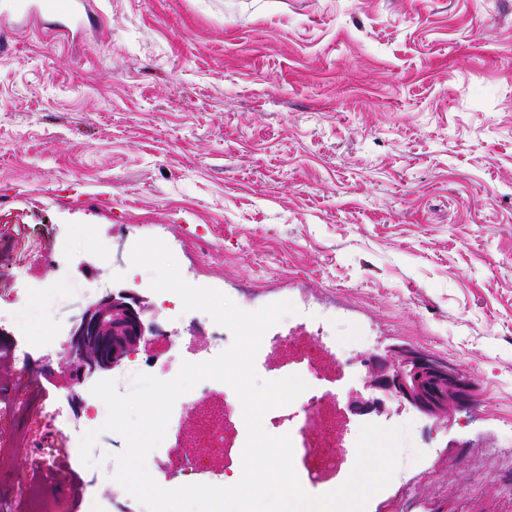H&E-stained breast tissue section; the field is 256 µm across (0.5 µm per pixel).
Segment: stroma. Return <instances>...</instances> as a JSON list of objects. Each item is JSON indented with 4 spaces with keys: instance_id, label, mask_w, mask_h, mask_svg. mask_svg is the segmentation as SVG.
<instances>
[{
    "instance_id": "stroma-1",
    "label": "stroma",
    "mask_w": 512,
    "mask_h": 512,
    "mask_svg": "<svg viewBox=\"0 0 512 512\" xmlns=\"http://www.w3.org/2000/svg\"><path fill=\"white\" fill-rule=\"evenodd\" d=\"M74 37L0 22V347L20 324L67 335L85 290L139 283L160 318L198 324L145 285L126 242L155 236L189 283L250 311L288 300L360 356L393 344L478 384L435 423L408 410L402 464L366 512H512V0H92ZM112 254L103 267L98 248ZM17 288L47 317L7 304ZM66 348L11 368L0 395V512H87L111 472L76 470L92 380L68 397ZM29 393L18 408L15 391ZM64 405L61 424L52 402ZM147 462L226 464L224 395L193 401ZM354 454L310 481L340 486Z\"/></svg>"
}]
</instances>
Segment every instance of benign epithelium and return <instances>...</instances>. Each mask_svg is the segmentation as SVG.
<instances>
[{
  "label": "benign epithelium",
  "instance_id": "benign-epithelium-1",
  "mask_svg": "<svg viewBox=\"0 0 512 512\" xmlns=\"http://www.w3.org/2000/svg\"><path fill=\"white\" fill-rule=\"evenodd\" d=\"M154 305L134 291H112L83 307L71 321L68 353L73 383L96 373L113 371L133 355L145 337L156 331ZM365 392L349 397L348 407L359 416L381 415L391 404L410 406L440 422L448 414L469 409L472 379L442 361L403 345L365 360Z\"/></svg>",
  "mask_w": 512,
  "mask_h": 512
}]
</instances>
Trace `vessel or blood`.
Listing matches in <instances>:
<instances>
[{
    "mask_svg": "<svg viewBox=\"0 0 512 512\" xmlns=\"http://www.w3.org/2000/svg\"><path fill=\"white\" fill-rule=\"evenodd\" d=\"M18 14L49 19L63 35L80 33L95 22L89 0H0L1 16Z\"/></svg>",
    "mask_w": 512,
    "mask_h": 512,
    "instance_id": "obj_1",
    "label": "vessel or blood"
}]
</instances>
